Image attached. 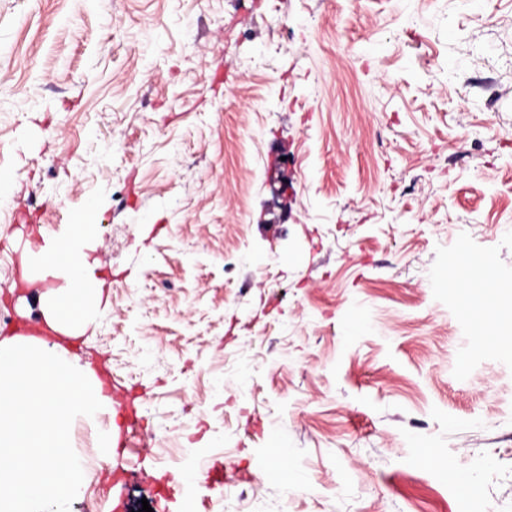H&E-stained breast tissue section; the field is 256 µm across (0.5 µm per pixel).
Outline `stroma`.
I'll return each instance as SVG.
<instances>
[{
	"label": "stroma",
	"instance_id": "obj_1",
	"mask_svg": "<svg viewBox=\"0 0 512 512\" xmlns=\"http://www.w3.org/2000/svg\"><path fill=\"white\" fill-rule=\"evenodd\" d=\"M1 171L0 329L81 214L68 357L137 399L76 417L82 489L205 512L164 476L222 461L252 512H512V334L474 352L452 285L461 248L512 283V0H0Z\"/></svg>",
	"mask_w": 512,
	"mask_h": 512
}]
</instances>
